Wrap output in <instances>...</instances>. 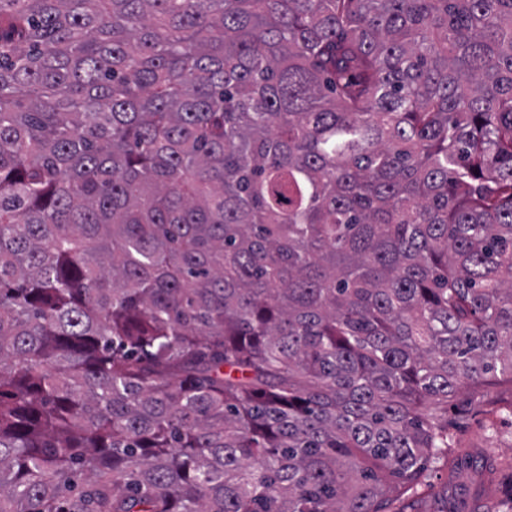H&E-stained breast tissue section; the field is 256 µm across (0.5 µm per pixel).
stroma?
I'll use <instances>...</instances> for the list:
<instances>
[{"instance_id": "35a3bbf8", "label": "stroma", "mask_w": 512, "mask_h": 512, "mask_svg": "<svg viewBox=\"0 0 512 512\" xmlns=\"http://www.w3.org/2000/svg\"><path fill=\"white\" fill-rule=\"evenodd\" d=\"M512 401V387L489 385L481 398H473L467 390L458 391L448 405V424L455 440L447 460L435 462L425 473L426 479L417 490L408 491L401 505L413 512H472L478 504L493 506L494 512H512V413L506 405ZM467 408L465 419H458L460 408ZM487 453L498 462V471L486 496H479L462 470L449 479L448 466L468 454Z\"/></svg>"}]
</instances>
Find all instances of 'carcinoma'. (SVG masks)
<instances>
[{
  "label": "carcinoma",
  "mask_w": 512,
  "mask_h": 512,
  "mask_svg": "<svg viewBox=\"0 0 512 512\" xmlns=\"http://www.w3.org/2000/svg\"><path fill=\"white\" fill-rule=\"evenodd\" d=\"M512 382V0H0V512H385Z\"/></svg>",
  "instance_id": "1"
}]
</instances>
